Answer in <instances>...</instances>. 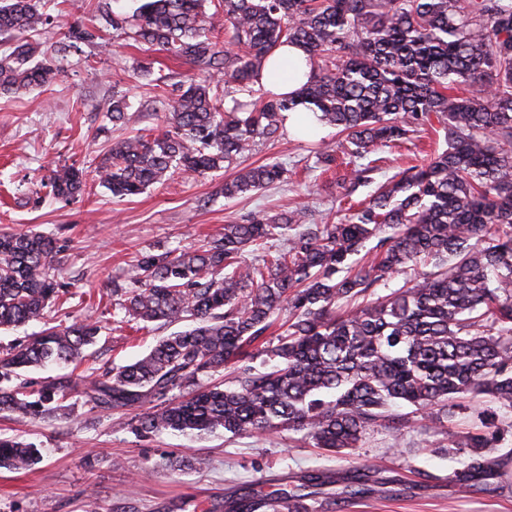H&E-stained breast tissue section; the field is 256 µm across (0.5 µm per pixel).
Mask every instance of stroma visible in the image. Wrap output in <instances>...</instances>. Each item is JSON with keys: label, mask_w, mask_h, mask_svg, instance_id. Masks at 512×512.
I'll return each instance as SVG.
<instances>
[{"label": "stroma", "mask_w": 512, "mask_h": 512, "mask_svg": "<svg viewBox=\"0 0 512 512\" xmlns=\"http://www.w3.org/2000/svg\"><path fill=\"white\" fill-rule=\"evenodd\" d=\"M49 22L35 41L48 48L61 71L43 88L0 94V232L38 231L62 248L59 281L78 302L49 314L53 323L91 317L105 324L91 349L95 366L140 358L166 328L112 329L118 299L113 287H133L141 254H161L218 236L225 225L242 224L304 208L312 224L339 218L344 194L337 182L343 168L316 164L321 142L338 143L335 129L301 137L291 131L257 141L238 166L198 178L176 175L131 198H115L89 180L77 202L52 199L48 179L64 165L93 169L98 155L124 134H158L167 110L153 80L164 77L176 89L195 73L192 65L163 52H150L116 37L103 16L123 10L126 0H36ZM89 39H65L69 27ZM128 96L135 120L113 128L106 115L113 94ZM445 146L427 129L417 144L379 148L374 172L382 182L420 163ZM277 160L287 180L235 198H225V179L237 167ZM72 416L20 420L0 415V435L35 444L41 459L30 470H0V512H84L87 497L98 512H206L214 503L237 498L245 489L276 497L310 474L333 476L332 498L311 501L313 512H512V466L491 478H464L466 453L436 447L434 416L419 417L399 439L370 431L352 455L328 453L283 430L264 438L216 432L186 435L169 431L140 435L121 427L118 416L72 398ZM205 457L208 468L191 467ZM369 466L385 486L355 496L343 491V477Z\"/></svg>", "instance_id": "1"}]
</instances>
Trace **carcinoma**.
Returning <instances> with one entry per match:
<instances>
[{"label":"carcinoma","mask_w":512,"mask_h":512,"mask_svg":"<svg viewBox=\"0 0 512 512\" xmlns=\"http://www.w3.org/2000/svg\"><path fill=\"white\" fill-rule=\"evenodd\" d=\"M112 30L197 70L165 97L168 129L112 144L94 170L115 197L137 196L175 174L202 176L232 164L255 139L276 137L298 103L338 129L352 164L343 180L370 181V155L410 141L437 119L446 148L380 183L335 224L306 227V212L226 224L197 248L145 254L125 316L148 328L187 323L159 337L133 363L77 378L26 377L46 364H82L97 321L44 328L0 352V413L65 420L73 394L94 408L128 411L139 434L178 431L264 435L300 432L340 454L367 431L397 434L421 410L450 416L468 398L512 410V0H131ZM46 21L35 0H0V35L16 34L0 57V93L45 85L58 67L27 35ZM229 35V45L215 36ZM300 46L311 68L297 96L270 95L240 111L224 98L251 91L281 45ZM112 124L132 118L124 95L107 105ZM277 162L243 168L224 182L234 198L281 181ZM86 174L63 166L51 194L70 201ZM288 236V248L258 264L250 245ZM372 243L364 250L366 243ZM56 241L40 232L0 233V328L44 318L63 299ZM430 266L398 288L392 280ZM274 345L263 342L273 326ZM272 365H251L250 347ZM235 368V384L212 377ZM409 411L390 414V408ZM467 448L465 474L491 473L504 459L482 431L436 430ZM32 443L0 438V468L27 470ZM309 512L303 495H245L230 512Z\"/></svg>","instance_id":"1"}]
</instances>
